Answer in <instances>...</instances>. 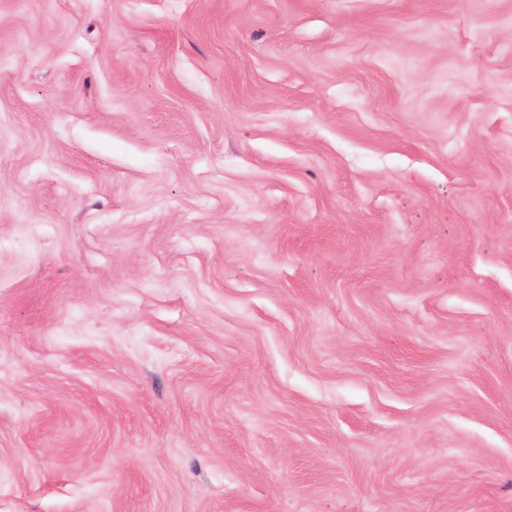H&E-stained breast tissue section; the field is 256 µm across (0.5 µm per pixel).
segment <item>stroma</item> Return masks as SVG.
<instances>
[{"instance_id": "1", "label": "stroma", "mask_w": 512, "mask_h": 512, "mask_svg": "<svg viewBox=\"0 0 512 512\" xmlns=\"http://www.w3.org/2000/svg\"><path fill=\"white\" fill-rule=\"evenodd\" d=\"M0 512H512V0H0Z\"/></svg>"}]
</instances>
